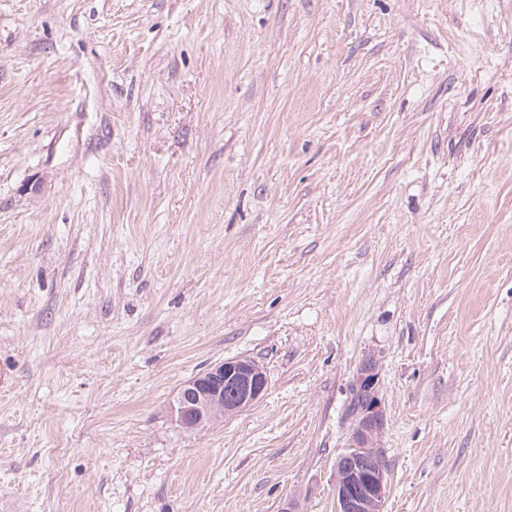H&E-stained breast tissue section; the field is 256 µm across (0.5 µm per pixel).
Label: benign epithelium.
I'll return each instance as SVG.
<instances>
[{
  "instance_id": "7a95c632",
  "label": "benign epithelium",
  "mask_w": 512,
  "mask_h": 512,
  "mask_svg": "<svg viewBox=\"0 0 512 512\" xmlns=\"http://www.w3.org/2000/svg\"><path fill=\"white\" fill-rule=\"evenodd\" d=\"M376 376L372 359L356 376L355 387L365 398L355 414L352 446L336 463V512H383L387 481L378 437L384 414ZM266 390L267 378L258 364L243 358L227 359L184 382L171 405V416L180 427L196 430L250 407Z\"/></svg>"
}]
</instances>
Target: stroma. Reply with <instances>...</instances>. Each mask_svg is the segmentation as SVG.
<instances>
[{"instance_id":"35a3bbf8","label":"stroma","mask_w":512,"mask_h":512,"mask_svg":"<svg viewBox=\"0 0 512 512\" xmlns=\"http://www.w3.org/2000/svg\"><path fill=\"white\" fill-rule=\"evenodd\" d=\"M369 359L384 512H512V0H0V512H335ZM225 390L232 392V400H225ZM266 390L267 378L258 364L243 358L227 359L184 382L171 405V416L180 427L196 430L215 418L250 407Z\"/></svg>"}]
</instances>
